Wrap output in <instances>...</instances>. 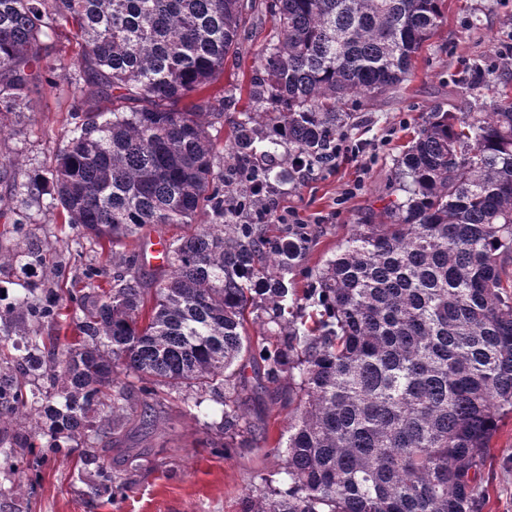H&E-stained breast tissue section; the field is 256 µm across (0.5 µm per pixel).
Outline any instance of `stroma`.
<instances>
[{"mask_svg": "<svg viewBox=\"0 0 512 512\" xmlns=\"http://www.w3.org/2000/svg\"><path fill=\"white\" fill-rule=\"evenodd\" d=\"M275 27L262 8L242 35V51L224 64L217 89L229 92L224 125L215 132L219 153L231 144L234 121L254 110L248 95L252 77ZM512 44V0H445L442 22L412 61L411 74L395 90L373 100L348 102L356 126L348 129L342 150L330 165L313 169L294 183L274 185L271 200L289 223L312 225L317 240L305 265L318 268L332 257L353 225L379 212L396 188L397 160L410 135L433 109L462 111L461 87L474 60L484 63L477 92L491 98L512 79L502 53ZM52 82L27 104L26 116L0 138V155L19 158L24 171L48 167L69 129L74 105L70 77L74 48L67 32L47 43ZM25 230L56 261L76 235L46 203L28 207ZM137 470H129V459ZM113 471L127 473L121 495L96 492L95 478L79 455L47 459L38 473L26 475L0 461V512H239L242 496L260 474L279 468L263 441L227 456L212 453L202 423L166 408L156 434L129 429L109 458ZM486 500L482 512H512V416L504 417L486 460Z\"/></svg>", "mask_w": 512, "mask_h": 512, "instance_id": "stroma-1", "label": "stroma"}]
</instances>
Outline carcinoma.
Masks as SVG:
<instances>
[{
	"instance_id": "obj_1",
	"label": "carcinoma",
	"mask_w": 512,
	"mask_h": 512,
	"mask_svg": "<svg viewBox=\"0 0 512 512\" xmlns=\"http://www.w3.org/2000/svg\"><path fill=\"white\" fill-rule=\"evenodd\" d=\"M443 4L273 0L277 26L249 87L257 108L233 123L223 171L210 128L225 99L209 91L259 0H0L1 136L50 83L43 50L60 29L79 48L76 93L85 83L112 99L108 116L70 113L44 171L21 178L17 159L0 160L16 201L49 197L100 249L96 260L70 255L82 287L67 299L25 281L0 304V341L17 350L0 357L9 468L34 471L83 440V466L112 496L125 481L96 443L130 424L154 431L176 398L227 454L256 435L244 401L267 393L288 410L270 448L282 466L240 512H481L485 458L512 414L508 91L427 113L397 161L400 194L316 270L303 266L309 225L236 222L256 186L336 157L351 118L341 105L403 82ZM201 213L209 223H196ZM166 224L187 231L165 239L146 288L126 240ZM46 264L28 243L0 249V269ZM64 306L74 341L44 339L37 326ZM250 319L263 325L256 338ZM35 372L51 392L28 387ZM208 400L223 406L220 421H206Z\"/></svg>"
}]
</instances>
